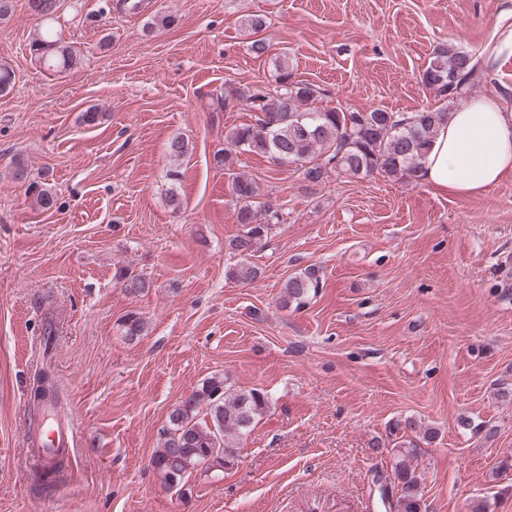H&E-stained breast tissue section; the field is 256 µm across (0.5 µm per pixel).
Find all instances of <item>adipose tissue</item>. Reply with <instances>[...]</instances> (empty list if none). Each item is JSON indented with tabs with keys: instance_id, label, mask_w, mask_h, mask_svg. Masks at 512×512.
Segmentation results:
<instances>
[{
	"instance_id": "adipose-tissue-1",
	"label": "adipose tissue",
	"mask_w": 512,
	"mask_h": 512,
	"mask_svg": "<svg viewBox=\"0 0 512 512\" xmlns=\"http://www.w3.org/2000/svg\"><path fill=\"white\" fill-rule=\"evenodd\" d=\"M512 172V111L493 93L459 101L438 128L420 173L455 195L488 190Z\"/></svg>"
}]
</instances>
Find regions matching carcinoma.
<instances>
[{"instance_id":"1","label":"carcinoma","mask_w":512,"mask_h":512,"mask_svg":"<svg viewBox=\"0 0 512 512\" xmlns=\"http://www.w3.org/2000/svg\"><path fill=\"white\" fill-rule=\"evenodd\" d=\"M39 30L29 50L54 73L71 69L80 59L74 46L58 38L51 21L60 0H27ZM481 56L454 45L437 46L422 73V83L434 88L442 105L410 115L383 109L350 110L319 106L320 87L295 79L288 59L276 60L272 83L267 86L228 84L224 96L211 101L210 110L227 112L243 106L253 113L247 123L224 132V151L216 163L231 173L237 223L241 230L227 243L241 261L228 276L248 284L260 275L249 262L258 246L268 240L278 212L260 201V187L251 178L232 172L240 152L262 155L278 162L287 157L300 166L304 178L315 185L331 174L364 177L375 171L397 180L419 178L422 161L430 151L436 129L448 119L458 100L487 79L480 70ZM122 287L137 294L151 287L145 278L123 269L116 271ZM322 280L320 270L308 267L290 277L281 296V307L306 306L316 296ZM206 407L203 418L199 408ZM269 407L264 390L234 389L227 378L210 377L168 415L169 427L160 435V445L151 458L167 481L181 484L198 466L215 461L226 468L238 458L241 441L255 418ZM393 489L397 490L396 512H421V476L412 468L416 444L400 440L393 444ZM66 451L41 464L60 476L69 467Z\"/></svg>"}]
</instances>
